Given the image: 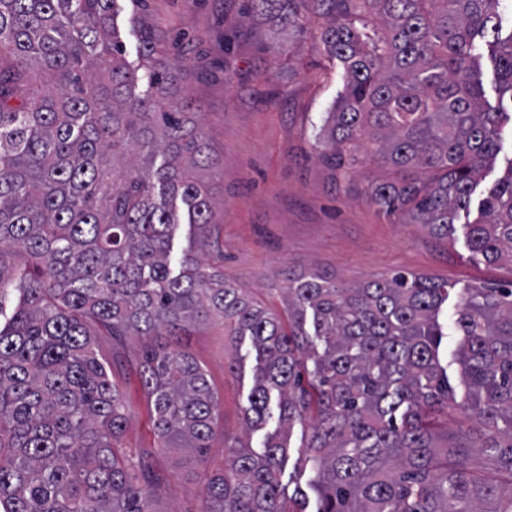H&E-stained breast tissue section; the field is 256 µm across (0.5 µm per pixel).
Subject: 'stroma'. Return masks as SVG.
<instances>
[{"instance_id": "stroma-1", "label": "stroma", "mask_w": 512, "mask_h": 512, "mask_svg": "<svg viewBox=\"0 0 512 512\" xmlns=\"http://www.w3.org/2000/svg\"><path fill=\"white\" fill-rule=\"evenodd\" d=\"M145 9L164 32L189 36L179 56L187 68L185 84L202 105L197 121L219 164L212 190L224 202L218 218L225 277L277 310L287 270L348 285L397 272L448 283L439 314L448 334L440 355L448 360L451 385L463 392L455 359L458 305L467 289L511 284L512 264L476 259L464 228L443 238L380 212L366 195L368 184L384 174L377 164L340 175L318 159L314 127L341 90L342 73L310 36L247 19L244 0H150ZM145 9L138 0H125L117 18L132 58L138 45L134 21ZM274 41L288 48L277 63L265 51ZM95 345L125 398L127 424L118 446L157 476L153 512H206L204 485L210 471L224 466L225 442L239 440L257 450L264 440L263 432L246 433L243 421L256 365L251 344L233 346L217 321L179 339L220 399L213 445L203 455L163 448L157 437L137 375L143 340L129 336L116 345L99 336ZM235 351L242 363L232 371L227 361Z\"/></svg>"}]
</instances>
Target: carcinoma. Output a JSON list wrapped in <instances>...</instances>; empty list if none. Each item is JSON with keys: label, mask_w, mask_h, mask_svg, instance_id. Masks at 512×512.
Returning <instances> with one entry per match:
<instances>
[{"label": "carcinoma", "mask_w": 512, "mask_h": 512, "mask_svg": "<svg viewBox=\"0 0 512 512\" xmlns=\"http://www.w3.org/2000/svg\"><path fill=\"white\" fill-rule=\"evenodd\" d=\"M121 0H0V512H153V476L116 450L125 401L94 337L149 340L138 365L165 448L204 454L218 419L206 371L178 346L209 320L256 350L246 425L263 451H229L208 512H512V284L458 307L457 399L438 356L448 283L397 272L344 287L288 276L283 313L224 279L210 255L217 202L200 106L155 23L127 57ZM249 17L309 33L343 89L319 157L366 159L386 215L451 237L512 111V29L499 0H247ZM317 26H306L307 17ZM465 224L474 256L512 262V166ZM202 249L173 255L179 227ZM311 429L300 507L280 481L295 423ZM469 426L460 436L440 427Z\"/></svg>", "instance_id": "cac0c4a2"}]
</instances>
